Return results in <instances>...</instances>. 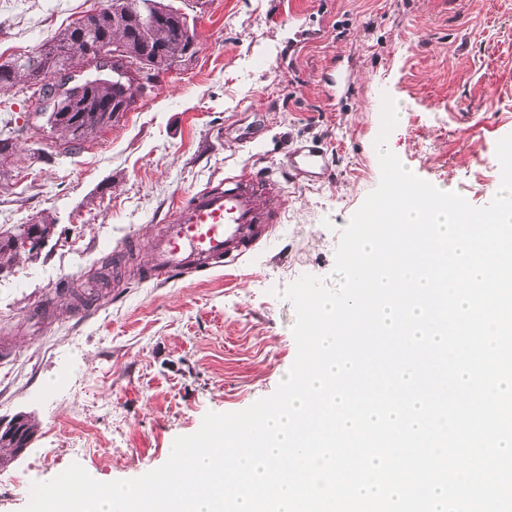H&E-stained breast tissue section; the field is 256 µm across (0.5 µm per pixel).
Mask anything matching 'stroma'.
I'll return each mask as SVG.
<instances>
[{"mask_svg": "<svg viewBox=\"0 0 512 512\" xmlns=\"http://www.w3.org/2000/svg\"><path fill=\"white\" fill-rule=\"evenodd\" d=\"M83 0H0V64L38 52L85 15ZM190 17L196 52L94 139L69 149L37 99L0 91L24 129L0 180V234L47 215L36 260L0 273V417L36 425L0 466V512L79 463L99 481L162 466L208 412L241 411L292 366L296 314L282 293L333 276L341 231L380 181L383 96L403 108L387 146L475 207L500 181L512 134V0H165ZM318 145L323 179L282 180L283 224L241 264L143 282L174 206L242 166L278 171ZM132 244L122 277L92 282ZM61 284L93 291L74 312L38 306Z\"/></svg>", "mask_w": 512, "mask_h": 512, "instance_id": "1", "label": "stroma"}]
</instances>
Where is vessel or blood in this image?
I'll return each mask as SVG.
<instances>
[{
  "instance_id": "vessel-or-blood-1",
  "label": "vessel or blood",
  "mask_w": 512,
  "mask_h": 512,
  "mask_svg": "<svg viewBox=\"0 0 512 512\" xmlns=\"http://www.w3.org/2000/svg\"><path fill=\"white\" fill-rule=\"evenodd\" d=\"M325 165L321 148L302 146L289 157L288 173L295 179L311 178ZM280 197L281 184L272 173L249 168L226 173L222 182L195 191L166 224L149 279L163 284L248 256L280 223Z\"/></svg>"
}]
</instances>
